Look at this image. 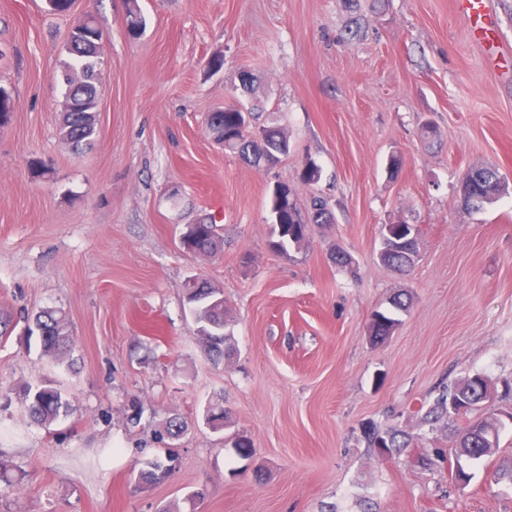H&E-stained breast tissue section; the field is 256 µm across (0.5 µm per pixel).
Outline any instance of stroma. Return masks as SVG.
<instances>
[{
  "label": "stroma",
  "mask_w": 512,
  "mask_h": 512,
  "mask_svg": "<svg viewBox=\"0 0 512 512\" xmlns=\"http://www.w3.org/2000/svg\"><path fill=\"white\" fill-rule=\"evenodd\" d=\"M455 2L138 0L134 32L126 0H0V307L60 310L74 337L61 361L21 326L0 343V454L25 473L0 512H512V482L495 478L512 469V74ZM90 17L104 32L98 137L78 153L58 119L68 34ZM231 104L284 128L288 157L257 170L216 145L207 118ZM474 165L504 185L480 212L458 196ZM279 183L334 213L285 252L270 245ZM205 214L222 250L183 253L181 228ZM387 224L418 231L408 274L376 260ZM194 278L224 295L220 362L185 307ZM396 297L407 310L373 340ZM474 373L499 446L463 461L465 484L448 473L458 421L426 412ZM44 381L73 405L47 426L22 395ZM215 405L219 432L203 420ZM173 417L174 472L139 484ZM373 428L412 444L375 447Z\"/></svg>",
  "instance_id": "obj_1"
}]
</instances>
